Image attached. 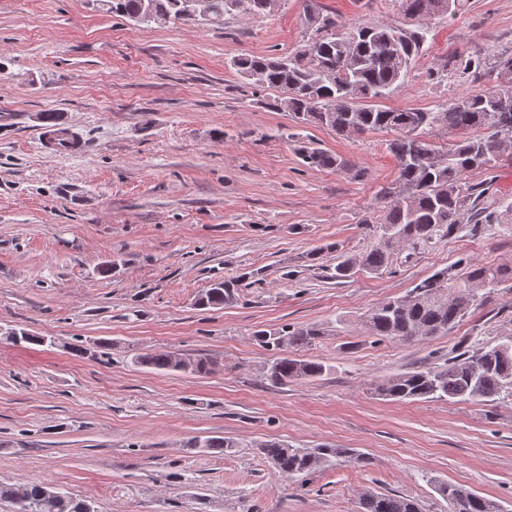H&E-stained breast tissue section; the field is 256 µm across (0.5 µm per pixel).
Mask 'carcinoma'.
Masks as SVG:
<instances>
[{
    "instance_id": "cac0c4a2",
    "label": "carcinoma",
    "mask_w": 512,
    "mask_h": 512,
    "mask_svg": "<svg viewBox=\"0 0 512 512\" xmlns=\"http://www.w3.org/2000/svg\"><path fill=\"white\" fill-rule=\"evenodd\" d=\"M106 12L138 26L172 24L206 26L237 14L236 0H207L206 16L197 22L185 14V0H95ZM468 0H401L407 23H347L319 8L316 0H304V18L309 31L302 48L289 56L235 58L232 65L249 83L277 88L285 97L267 103L276 112H290L303 123L325 126L342 135L372 131H394L389 150L397 162L398 175L380 197L383 216L374 223L377 241L355 255H345L335 278L343 279L358 267L378 275L391 269L402 251L424 250L436 240L462 230L472 235L512 224V202H492L490 184L466 182L474 170L495 167L502 143L512 142V54L497 60L499 83L491 90L465 93L436 112L394 110L359 106V99L388 96L421 55L429 34L421 20L432 15L453 16ZM444 126L464 136L446 150H436L423 139L424 130ZM310 168L335 170L344 161L321 149L303 150ZM501 267L465 264L464 272L444 268L415 285L403 298L388 300L365 313V332L378 339L423 341L443 335L462 316L477 292L495 286L505 276ZM243 276L217 280L197 300L201 308H222L238 299ZM321 331L314 326H283L277 331L257 330L255 340L279 352L265 367L266 378L276 386L310 381L322 376L326 367L317 361L288 354L311 345ZM14 344L43 346L52 337L19 329ZM132 363L160 372H190L207 375L213 362L205 356L186 359L181 354L139 353ZM376 395L396 401L432 399L454 402L475 398L492 401L512 399V336L494 346L466 349L448 357L443 367H426L375 383ZM190 450L204 448L216 453L233 447L224 437L193 438ZM279 473L298 477L335 460L368 459L353 448H292L268 441L261 446ZM436 491L448 503V512H500V505L461 484L439 483ZM25 502L26 512H93L90 504L35 482L0 485V500ZM361 512H422L418 503L396 495L370 493L362 497Z\"/></svg>"
}]
</instances>
